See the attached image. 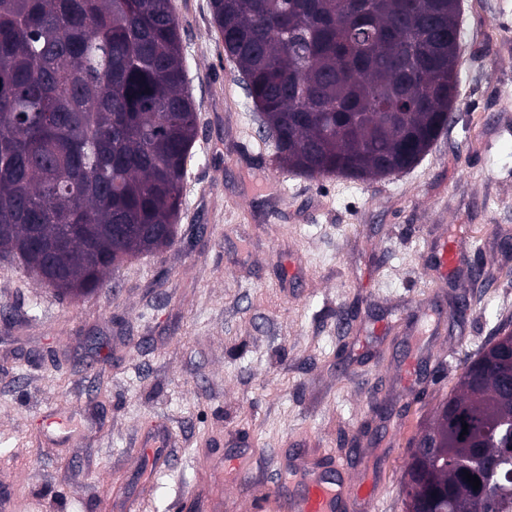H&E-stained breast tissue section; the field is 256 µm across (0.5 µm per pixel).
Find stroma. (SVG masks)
<instances>
[{
    "instance_id": "stroma-1",
    "label": "stroma",
    "mask_w": 512,
    "mask_h": 512,
    "mask_svg": "<svg viewBox=\"0 0 512 512\" xmlns=\"http://www.w3.org/2000/svg\"><path fill=\"white\" fill-rule=\"evenodd\" d=\"M173 3L198 109L177 240L75 300L0 261V485L24 512H126L143 441L164 430L179 462L152 474L144 512L188 491L260 512L294 448L377 475L374 512H404L410 440L512 331V0H459L457 122L414 168L372 181L281 171L210 0ZM439 352L418 395L401 394L398 365ZM59 415L90 439L46 445Z\"/></svg>"
}]
</instances>
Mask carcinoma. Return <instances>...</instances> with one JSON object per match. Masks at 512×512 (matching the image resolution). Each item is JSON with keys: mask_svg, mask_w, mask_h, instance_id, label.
Here are the masks:
<instances>
[{"mask_svg": "<svg viewBox=\"0 0 512 512\" xmlns=\"http://www.w3.org/2000/svg\"><path fill=\"white\" fill-rule=\"evenodd\" d=\"M210 5L286 172H399L458 98L457 0ZM197 127L172 0H0V257L35 276L39 243L56 291L76 298L106 286L114 260L171 247ZM508 378L511 331L409 442L405 512H512Z\"/></svg>", "mask_w": 512, "mask_h": 512, "instance_id": "cac0c4a2", "label": "carcinoma"}]
</instances>
